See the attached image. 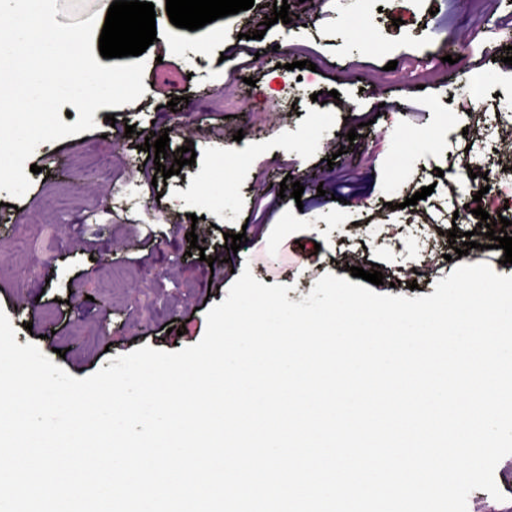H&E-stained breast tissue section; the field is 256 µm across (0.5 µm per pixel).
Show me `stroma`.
<instances>
[{
    "mask_svg": "<svg viewBox=\"0 0 512 512\" xmlns=\"http://www.w3.org/2000/svg\"><path fill=\"white\" fill-rule=\"evenodd\" d=\"M152 2L163 26L141 55L145 93L97 109L88 131L39 145L31 161L40 171L22 197L0 191V310L18 344H37L81 379L146 345L198 343L208 310L246 268L299 302L321 276L345 277L350 266L380 265L375 293L416 298L461 265L446 233L473 231L480 218L457 222L454 212L470 189L512 179V129L497 114L506 68L485 54L508 36L496 26L505 13L497 0H287L290 23L266 30L274 0H254L188 33L169 22L166 0ZM258 29L263 39H253ZM459 45L458 63H446ZM241 48L256 58L242 70ZM304 60L316 66L314 83L280 93L282 65ZM476 74L487 92L469 102ZM248 78L258 88L250 96ZM319 91L327 102L313 100ZM174 109L191 127L171 137L163 163L185 145L197 156L156 186L155 154L143 144ZM289 174L322 184L324 195L278 200L255 227L263 184ZM426 186L430 196L406 205ZM190 231L214 264L188 256ZM241 232L256 247H226L225 234ZM106 250L113 262L95 265ZM495 481L501 499L474 491L468 512L512 506V455Z\"/></svg>",
    "mask_w": 512,
    "mask_h": 512,
    "instance_id": "1",
    "label": "stroma"
}]
</instances>
